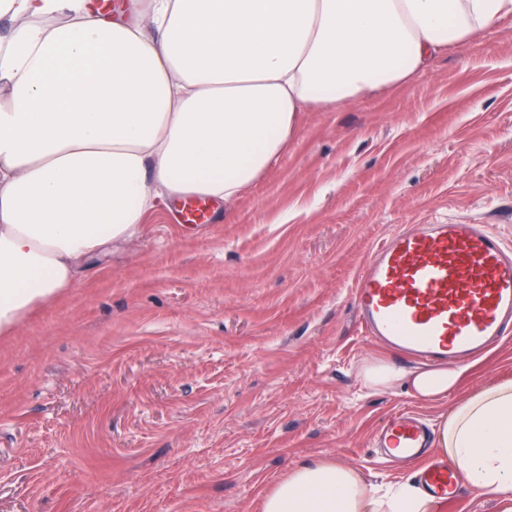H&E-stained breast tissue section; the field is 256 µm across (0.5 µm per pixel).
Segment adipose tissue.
<instances>
[{"mask_svg": "<svg viewBox=\"0 0 512 512\" xmlns=\"http://www.w3.org/2000/svg\"><path fill=\"white\" fill-rule=\"evenodd\" d=\"M0 334L138 237L159 204L233 203L299 112L398 85L512 17V0H0ZM371 390L435 400L464 372L375 359ZM440 450L512 512V380L439 425ZM331 459L299 463L261 512H442Z\"/></svg>", "mask_w": 512, "mask_h": 512, "instance_id": "obj_1", "label": "adipose tissue"}]
</instances>
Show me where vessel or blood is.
Listing matches in <instances>:
<instances>
[{
  "label": "vessel or blood",
  "mask_w": 512,
  "mask_h": 512,
  "mask_svg": "<svg viewBox=\"0 0 512 512\" xmlns=\"http://www.w3.org/2000/svg\"><path fill=\"white\" fill-rule=\"evenodd\" d=\"M353 303L365 336L421 362L468 361L512 337V245L484 224L402 226L369 256ZM431 445L429 429L406 414L378 436L393 458H418ZM417 481L449 503L462 489L444 463Z\"/></svg>",
  "instance_id": "vessel-or-blood-1"
}]
</instances>
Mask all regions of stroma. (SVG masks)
Listing matches in <instances>:
<instances>
[{
    "label": "stroma",
    "mask_w": 512,
    "mask_h": 512,
    "mask_svg": "<svg viewBox=\"0 0 512 512\" xmlns=\"http://www.w3.org/2000/svg\"><path fill=\"white\" fill-rule=\"evenodd\" d=\"M491 224L512 242V20L401 85L300 113L221 215L150 213L139 238L0 335V512H261L300 462L373 484L403 411L438 427L512 378V340L430 403L361 365L414 361L362 334L359 271L400 224Z\"/></svg>",
    "instance_id": "35a3bbf8"
}]
</instances>
